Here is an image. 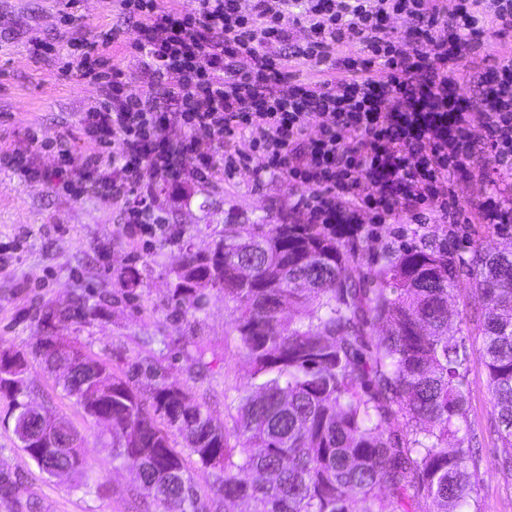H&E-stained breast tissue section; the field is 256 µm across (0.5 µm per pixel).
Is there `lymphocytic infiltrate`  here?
Returning a JSON list of instances; mask_svg holds the SVG:
<instances>
[{
    "label": "lymphocytic infiltrate",
    "instance_id": "1",
    "mask_svg": "<svg viewBox=\"0 0 512 512\" xmlns=\"http://www.w3.org/2000/svg\"><path fill=\"white\" fill-rule=\"evenodd\" d=\"M128 43L143 59L135 90L103 50L111 34L34 39L37 58L64 55V69L98 85L103 100L81 112L89 145L74 160L62 141L26 136L32 152L0 151V168L79 199L121 202L128 235L162 225L158 194L183 181H213L237 165L255 177L287 175L304 187L300 223L355 235L364 221L465 223L460 189L473 178L493 192L477 223L512 231V53L468 77L466 61L486 40L512 36V0H457L440 24L437 0H118ZM409 27L395 34L391 17ZM306 32L293 41L294 28ZM337 82L294 80L275 45L329 62L343 44ZM383 77L374 80L371 69ZM248 135L254 152L220 157L225 139ZM52 153V163L41 160Z\"/></svg>",
    "mask_w": 512,
    "mask_h": 512
}]
</instances>
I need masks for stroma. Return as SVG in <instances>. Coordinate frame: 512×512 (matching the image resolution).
Returning <instances> with one entry per match:
<instances>
[{
	"mask_svg": "<svg viewBox=\"0 0 512 512\" xmlns=\"http://www.w3.org/2000/svg\"><path fill=\"white\" fill-rule=\"evenodd\" d=\"M124 27L116 0H0V150H30V128L47 140H64L73 158H81L88 144L78 119L99 101L98 89L65 73L62 59L31 58L28 43L39 37L63 45L113 29L117 37L107 52L134 78L139 61ZM302 193L286 175L259 182L245 167L209 185L188 181L160 194L162 229L133 238L122 231L120 204L93 194L73 200L45 183L0 170V352L25 355V401L51 409L81 436L91 478L85 486L76 477L45 473L23 450L12 399L0 393V473L17 480L24 499L36 503L35 512H161L113 458L104 426L64 390L61 373L32 354L36 338L54 333L131 377L144 394L162 376L188 390L215 423L233 426L231 400L251 373L234 330L238 313L217 288L205 289L200 310L183 313L173 298L176 269L185 248L209 252L222 239L225 220L288 215ZM446 242L438 224H380L374 235L360 236L356 259L368 266L388 252L411 245L437 249ZM131 269L141 278L132 291L122 282ZM57 309L73 316L48 328L45 314ZM468 384V422L483 478L479 512H512V473L502 468L480 359L471 363Z\"/></svg>",
	"mask_w": 512,
	"mask_h": 512,
	"instance_id": "35a3bbf8",
	"label": "stroma"
}]
</instances>
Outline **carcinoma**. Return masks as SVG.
Masks as SVG:
<instances>
[{"label": "carcinoma", "mask_w": 512, "mask_h": 512, "mask_svg": "<svg viewBox=\"0 0 512 512\" xmlns=\"http://www.w3.org/2000/svg\"><path fill=\"white\" fill-rule=\"evenodd\" d=\"M349 241L320 224L261 217L225 221L224 275L214 255L186 250L192 287L175 283L185 312L200 309L202 290L224 278V299L239 316L234 330L253 366L235 388L227 429L188 393L164 382L152 410L113 372L100 401L112 412V454L152 494L163 512L220 510L245 501L248 512H465L482 481L467 421V377L478 349L489 377L506 460H512V241L495 253L410 247L361 271ZM248 265L256 279L234 272ZM465 284L480 310L476 323L451 329L449 302ZM289 307L297 319L285 320ZM53 337L33 353L56 365ZM205 469L220 472L214 496L201 500L171 446L170 430ZM235 445H229V440ZM63 429L54 448L25 452L47 474L85 476L81 446ZM21 490L0 481V501L19 504Z\"/></svg>", "instance_id": "carcinoma-1"}]
</instances>
